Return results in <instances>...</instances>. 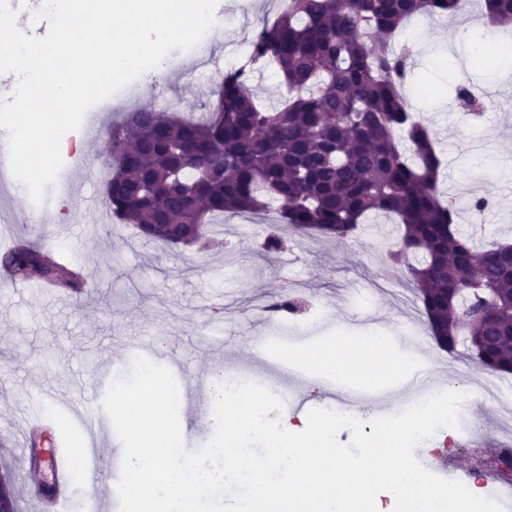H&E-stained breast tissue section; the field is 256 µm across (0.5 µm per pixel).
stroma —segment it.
Here are the masks:
<instances>
[{"label": "stroma", "instance_id": "1", "mask_svg": "<svg viewBox=\"0 0 512 512\" xmlns=\"http://www.w3.org/2000/svg\"><path fill=\"white\" fill-rule=\"evenodd\" d=\"M271 2L218 0L224 29L210 41L212 54L228 66L249 57ZM464 19L480 21L481 13L471 10ZM461 20L420 16L394 41L413 50L411 103L433 132L443 161L441 193L459 208L460 229L484 241L512 244V99L491 101L476 118L460 110L452 91L461 83L480 91L496 89L491 70L475 68L471 61L487 41L512 43V23L498 25L491 35L460 29ZM166 62L165 83L142 73L133 84L144 88V95H134L133 88L113 97L110 110L100 114L102 124L119 121L138 105L163 116L208 112L220 75L206 72L195 55L177 49ZM108 149L105 143L85 148L80 198L47 187L43 227L10 221L15 210L31 204L23 185L0 197L1 236L39 241L93 276L78 299L45 293L34 283L0 282V475L17 477L24 465L6 430L30 409L27 395L36 384L48 381L56 388L45 404L51 435L69 430L84 449L88 434L76 411L83 408L87 390L97 384L109 388L138 355L173 373L189 450L202 447L215 430L211 399H204L198 416L192 403L197 384L208 383L219 368L271 372V384L286 382L297 391L303 415L335 405L347 384L310 391L304 367L290 356L323 336H383L393 354L412 357L446 390L477 370L475 359L459 360L440 349L425 319L409 314L404 293L410 272L387 258L398 236L395 224H364L345 238L292 236L285 250L267 254L261 248L262 224L228 216L211 226L210 249L169 247L141 239L107 213ZM473 182L494 198L492 209L470 210L462 189ZM289 297L303 301V308L292 314L270 311V304ZM460 422L464 434L442 442L446 460L456 463L462 480L477 473L482 487L494 493L512 490V472L496 466L491 448L512 434V420L502 419L477 397Z\"/></svg>", "mask_w": 512, "mask_h": 512}]
</instances>
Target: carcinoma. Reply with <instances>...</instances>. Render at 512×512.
Returning a JSON list of instances; mask_svg holds the SVG:
<instances>
[{
    "label": "carcinoma",
    "mask_w": 512,
    "mask_h": 512,
    "mask_svg": "<svg viewBox=\"0 0 512 512\" xmlns=\"http://www.w3.org/2000/svg\"><path fill=\"white\" fill-rule=\"evenodd\" d=\"M475 0H284L251 44L250 66L227 71L220 106L200 120L150 108L110 126L105 208L140 235L170 246L202 244L226 214L278 213L262 249L284 230L343 238L373 213L392 215L401 237L390 259L409 266L435 340L449 352L492 348L494 372L512 373V266L504 244L484 250L441 200L432 131L402 93L410 52L394 33L410 18L456 16ZM492 24L512 21V0H480ZM282 88L267 106L243 93L256 69ZM478 261L469 271L466 262ZM13 279L78 296L88 277L33 243L0 257Z\"/></svg>",
    "instance_id": "carcinoma-1"
}]
</instances>
